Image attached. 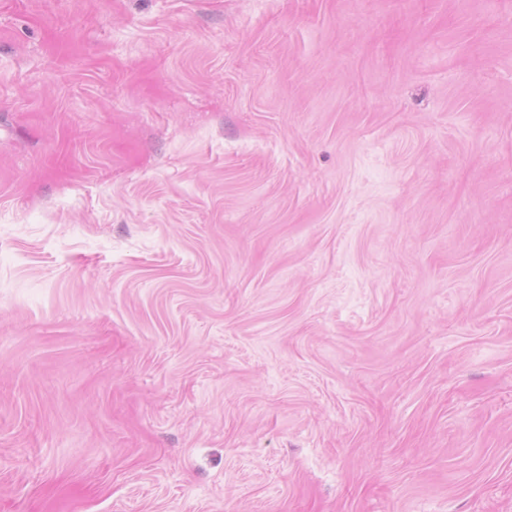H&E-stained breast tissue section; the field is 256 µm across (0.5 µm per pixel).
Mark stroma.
Listing matches in <instances>:
<instances>
[{
	"label": "stroma",
	"instance_id": "35a3bbf8",
	"mask_svg": "<svg viewBox=\"0 0 512 512\" xmlns=\"http://www.w3.org/2000/svg\"><path fill=\"white\" fill-rule=\"evenodd\" d=\"M0 512H512V0H0Z\"/></svg>",
	"mask_w": 512,
	"mask_h": 512
}]
</instances>
